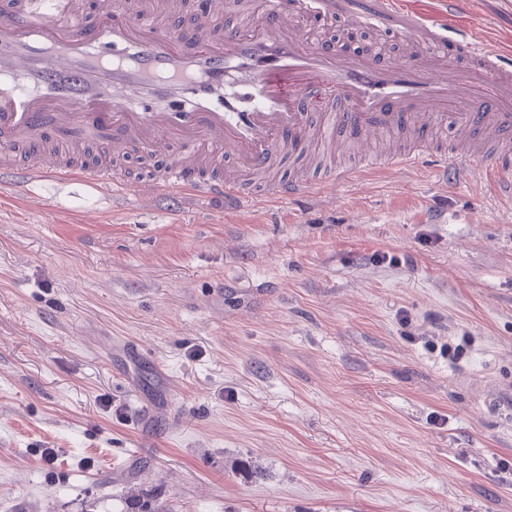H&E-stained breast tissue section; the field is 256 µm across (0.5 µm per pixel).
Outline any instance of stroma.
<instances>
[{"label": "stroma", "mask_w": 512, "mask_h": 512, "mask_svg": "<svg viewBox=\"0 0 512 512\" xmlns=\"http://www.w3.org/2000/svg\"><path fill=\"white\" fill-rule=\"evenodd\" d=\"M400 3L512 50V0ZM182 149L95 154L110 200L0 179V512H512V200L322 153L293 203L152 195Z\"/></svg>", "instance_id": "35a3bbf8"}]
</instances>
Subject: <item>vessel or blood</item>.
<instances>
[{"label": "vessel or blood", "mask_w": 512, "mask_h": 512, "mask_svg": "<svg viewBox=\"0 0 512 512\" xmlns=\"http://www.w3.org/2000/svg\"><path fill=\"white\" fill-rule=\"evenodd\" d=\"M330 0H270L264 15L216 37L223 0H206L190 41L153 0L117 7L94 30L79 0H7L0 6V175L25 184L77 183L109 195L128 183L70 153L48 156L50 136L83 127L104 154L178 140L187 154L155 174L156 194L191 192L250 205L258 195L298 199L304 182L277 178L282 159L315 140L335 149L351 134L406 133L409 144L364 158L361 169L430 162L448 184L462 172L512 169V52L409 16L418 51L332 50L303 22ZM455 139L444 144L438 126Z\"/></svg>", "instance_id": "b4317fda"}]
</instances>
